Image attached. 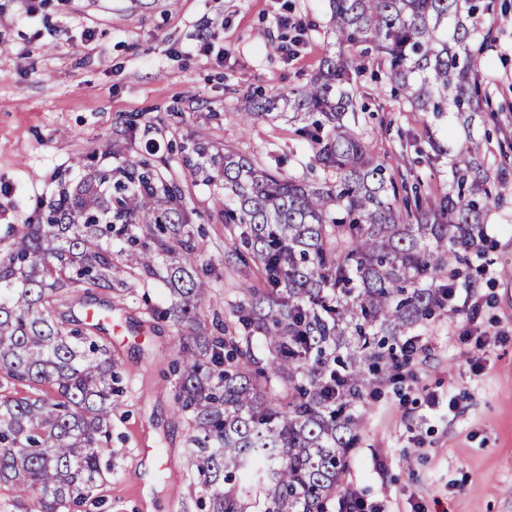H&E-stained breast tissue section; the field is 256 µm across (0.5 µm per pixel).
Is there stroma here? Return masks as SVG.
Instances as JSON below:
<instances>
[{
	"mask_svg": "<svg viewBox=\"0 0 512 512\" xmlns=\"http://www.w3.org/2000/svg\"><path fill=\"white\" fill-rule=\"evenodd\" d=\"M485 2L473 48L489 67L469 130L412 111L376 63L358 81L357 132L424 206L448 192L450 149L470 144L491 191L478 249L448 261L460 272L453 300L418 329L413 363L364 407L340 487L372 512H512V0ZM27 5L0 0V254L60 181H78L90 164L148 160L180 182L192 213L197 263L210 272L202 317L262 287L254 262L237 255L238 230L218 215V190L183 181L177 156L201 140L275 173L324 179L294 123H247L237 108L254 90L292 94L337 52L327 0H44L32 22ZM116 265L126 292L70 299L73 317L92 300L123 324L106 336L119 364L112 471L86 512H202V487L184 464L174 329L151 314L167 288ZM143 446L154 457H138Z\"/></svg>",
	"mask_w": 512,
	"mask_h": 512,
	"instance_id": "35a3bbf8",
	"label": "stroma"
}]
</instances>
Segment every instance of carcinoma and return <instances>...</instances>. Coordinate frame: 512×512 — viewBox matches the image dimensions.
<instances>
[{
	"label": "carcinoma",
	"mask_w": 512,
	"mask_h": 512,
	"mask_svg": "<svg viewBox=\"0 0 512 512\" xmlns=\"http://www.w3.org/2000/svg\"><path fill=\"white\" fill-rule=\"evenodd\" d=\"M340 48L291 96L245 94L243 121L290 110L325 177H284L196 142L183 178L224 189L219 216L239 230L265 287L229 303L231 328L209 333V285L181 190L147 161L87 169L42 222L0 255V385L48 384L52 397L0 395V483L35 512L82 506L112 469L118 362L101 327L73 326L56 302L108 292L114 255L169 291L177 411L191 429L186 465L207 512H327L365 428L362 408L398 366L409 333L448 304V256L477 246L489 176L471 150L452 159L448 194L400 206L397 185L348 121L365 63L387 65L415 112H477L481 0H328ZM122 246L113 251V242ZM266 362L255 356L257 346Z\"/></svg>",
	"instance_id": "obj_1"
}]
</instances>
